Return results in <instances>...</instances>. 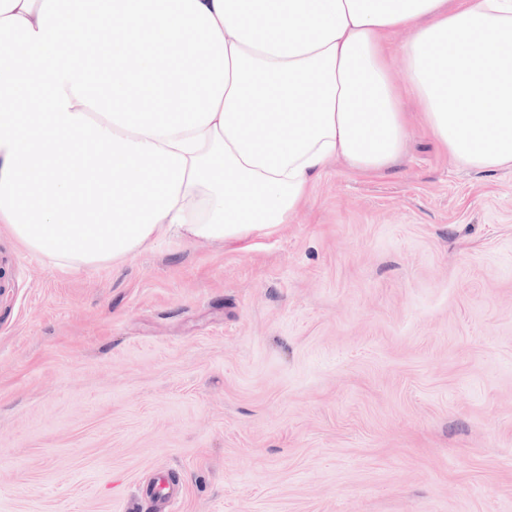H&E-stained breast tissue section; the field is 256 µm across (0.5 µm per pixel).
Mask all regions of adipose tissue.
<instances>
[{
  "label": "adipose tissue",
  "instance_id": "ef3b65f1",
  "mask_svg": "<svg viewBox=\"0 0 512 512\" xmlns=\"http://www.w3.org/2000/svg\"><path fill=\"white\" fill-rule=\"evenodd\" d=\"M407 95L512 169V0H0V224L73 269L271 235L331 161L395 162Z\"/></svg>",
  "mask_w": 512,
  "mask_h": 512
}]
</instances>
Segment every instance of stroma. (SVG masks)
I'll list each match as a JSON object with an SVG mask.
<instances>
[{"instance_id": "35a3bbf8", "label": "stroma", "mask_w": 512, "mask_h": 512, "mask_svg": "<svg viewBox=\"0 0 512 512\" xmlns=\"http://www.w3.org/2000/svg\"><path fill=\"white\" fill-rule=\"evenodd\" d=\"M404 110L270 236L62 270L0 224V512H512V170Z\"/></svg>"}]
</instances>
